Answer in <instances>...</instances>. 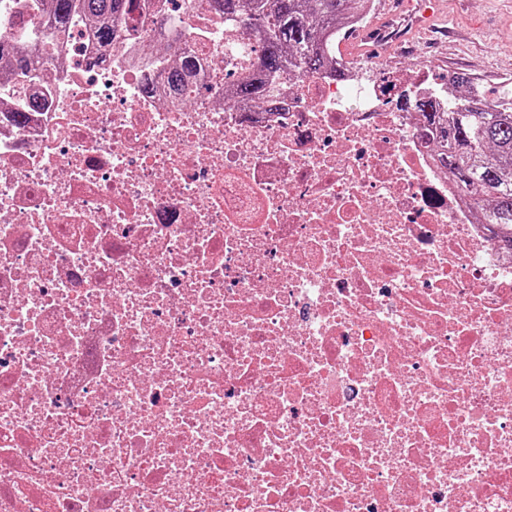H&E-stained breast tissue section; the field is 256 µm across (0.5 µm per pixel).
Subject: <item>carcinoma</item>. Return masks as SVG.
I'll use <instances>...</instances> for the list:
<instances>
[{"label":"carcinoma","instance_id":"cac0c4a2","mask_svg":"<svg viewBox=\"0 0 512 512\" xmlns=\"http://www.w3.org/2000/svg\"><path fill=\"white\" fill-rule=\"evenodd\" d=\"M224 5L225 15L244 14L261 36L257 57L259 78L241 80L225 92L230 101L260 98L278 109L275 87L269 78L293 67L307 73L330 64L325 52L329 33L351 19H364L373 0H210ZM56 29L93 22L91 34L103 49L112 47L119 30L114 20L134 10V0H51ZM195 61L182 59L168 75L177 90ZM463 100L454 112L436 111V102L422 100L418 111L426 115L429 131L439 150L436 163L476 206L492 205L491 219L504 241L512 244V95L489 99L484 90H471L470 78H453Z\"/></svg>","mask_w":512,"mask_h":512}]
</instances>
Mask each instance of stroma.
I'll use <instances>...</instances> for the list:
<instances>
[{
    "label": "stroma",
    "instance_id": "stroma-1",
    "mask_svg": "<svg viewBox=\"0 0 512 512\" xmlns=\"http://www.w3.org/2000/svg\"><path fill=\"white\" fill-rule=\"evenodd\" d=\"M440 25V32L418 37L409 52L381 50L385 65L373 79L386 82L394 70L409 66L438 85L465 73L481 76L484 90L496 96L512 70V0H445Z\"/></svg>",
    "mask_w": 512,
    "mask_h": 512
}]
</instances>
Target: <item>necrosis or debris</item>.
I'll return each mask as SVG.
<instances>
[{
	"instance_id": "1",
	"label": "necrosis or debris",
	"mask_w": 512,
	"mask_h": 512,
	"mask_svg": "<svg viewBox=\"0 0 512 512\" xmlns=\"http://www.w3.org/2000/svg\"><path fill=\"white\" fill-rule=\"evenodd\" d=\"M111 55L0 0V512H512V245L346 60L136 0ZM197 68L180 95L167 73Z\"/></svg>"
}]
</instances>
